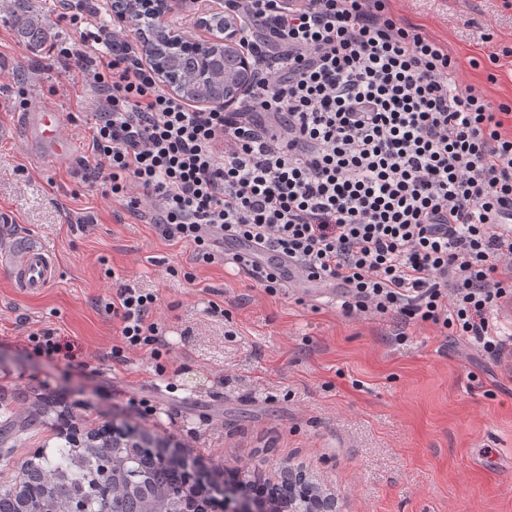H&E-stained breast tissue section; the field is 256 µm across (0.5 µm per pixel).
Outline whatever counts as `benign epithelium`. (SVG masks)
<instances>
[{
    "instance_id": "7a95c632",
    "label": "benign epithelium",
    "mask_w": 512,
    "mask_h": 512,
    "mask_svg": "<svg viewBox=\"0 0 512 512\" xmlns=\"http://www.w3.org/2000/svg\"><path fill=\"white\" fill-rule=\"evenodd\" d=\"M141 0H114L112 18L125 23L134 7ZM147 5L154 9L159 28L163 34H171L177 40L182 36L168 32L166 18L172 9V0H149ZM224 16V58L231 66V72L224 78V106L234 103L249 87L252 81V61L239 45V20L231 10L223 11ZM159 82L171 93L182 94L179 77L165 68L161 59L152 56L147 59ZM115 465L111 457L102 456L94 470L91 492L110 493L114 487ZM224 498V512H342L338 497L325 492L313 481L305 470L299 467L283 466L274 477L263 483L252 479L245 471H238L224 481L217 489Z\"/></svg>"
}]
</instances>
